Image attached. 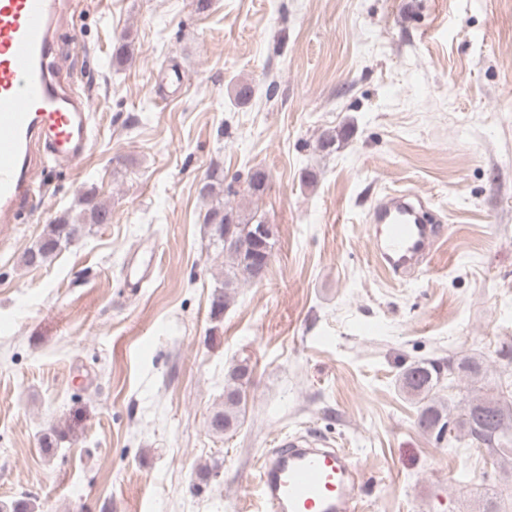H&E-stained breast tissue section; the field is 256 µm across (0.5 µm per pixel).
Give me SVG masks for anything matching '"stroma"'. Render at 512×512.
Returning <instances> with one entry per match:
<instances>
[{
  "label": "stroma",
  "instance_id": "obj_1",
  "mask_svg": "<svg viewBox=\"0 0 512 512\" xmlns=\"http://www.w3.org/2000/svg\"><path fill=\"white\" fill-rule=\"evenodd\" d=\"M53 66L94 142L0 225V503L31 512H261L247 483L277 433L350 448L360 512H482L512 468L423 435L403 372L512 346V0H76ZM178 65L181 85L159 73ZM252 93L238 98L241 85ZM336 132L334 148L317 144ZM275 227L262 281L221 316L207 170ZM96 188L108 223L28 267ZM409 190L450 226L413 279L381 272L371 202ZM157 265L129 293L131 253ZM251 374L216 435L225 375ZM248 381L247 367L239 364L231 368L228 383L224 386V408L214 412L210 419L213 432L224 434L225 430L234 431L240 425L246 400L244 386Z\"/></svg>",
  "mask_w": 512,
  "mask_h": 512
}]
</instances>
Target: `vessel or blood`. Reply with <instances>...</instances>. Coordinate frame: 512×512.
I'll return each mask as SVG.
<instances>
[{
    "mask_svg": "<svg viewBox=\"0 0 512 512\" xmlns=\"http://www.w3.org/2000/svg\"><path fill=\"white\" fill-rule=\"evenodd\" d=\"M62 0H0V223L39 201V171L69 168L90 151L89 98L49 66ZM375 253L390 277L411 278L442 229L408 191L367 211ZM254 488L264 512H356L363 496L352 455L321 438L282 434L260 461Z\"/></svg>",
    "mask_w": 512,
    "mask_h": 512,
    "instance_id": "vessel-or-blood-1",
    "label": "vessel or blood"
}]
</instances>
